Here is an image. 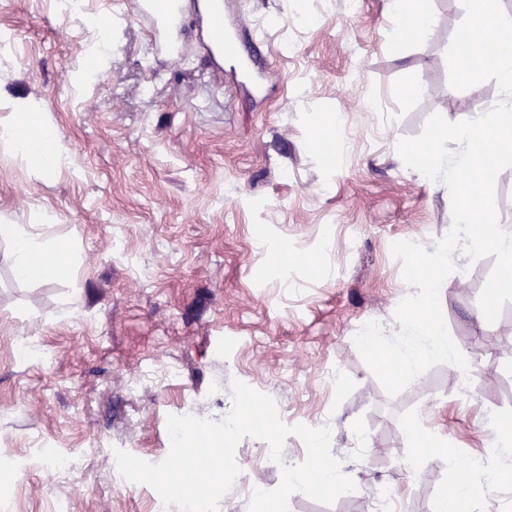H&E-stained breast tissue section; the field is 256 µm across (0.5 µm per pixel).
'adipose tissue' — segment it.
Masks as SVG:
<instances>
[{
    "instance_id": "1",
    "label": "adipose tissue",
    "mask_w": 512,
    "mask_h": 512,
    "mask_svg": "<svg viewBox=\"0 0 512 512\" xmlns=\"http://www.w3.org/2000/svg\"><path fill=\"white\" fill-rule=\"evenodd\" d=\"M39 129L36 113L21 114L16 125L11 128V141L15 149L36 167H60L66 161L62 145L46 147L39 138ZM0 232L11 239L13 270L17 278L31 280L67 268L71 259V247L66 239L36 240L22 224L1 225Z\"/></svg>"
}]
</instances>
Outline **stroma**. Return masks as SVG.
<instances>
[{"mask_svg": "<svg viewBox=\"0 0 512 512\" xmlns=\"http://www.w3.org/2000/svg\"><path fill=\"white\" fill-rule=\"evenodd\" d=\"M184 3L171 60L125 0L68 16L51 0H0V123L38 113L68 156L37 168L0 142V225L73 247L63 273L20 280L0 235V512H154L153 488L115 474L114 448L161 462L168 415L190 402L221 420L236 379L271 396L284 423L329 427L356 484L329 506L293 493L289 512H374L383 492L399 512H438L449 460L475 457L476 512H512V479L489 478L494 420L512 411V302L492 324L478 303L494 257L454 253L440 290L468 370L434 366L391 397L354 344L370 321L400 329L412 288L392 243L430 250L452 227L447 186L407 168L398 142L499 97L493 80L449 83L461 0H434L436 22L413 42L388 0L355 13L347 0H223L227 25L260 42L264 83L239 57L216 61ZM407 84L421 94L401 96ZM325 130L345 142L332 163L315 147ZM25 343L42 358H19ZM415 425L444 446L418 468ZM61 453L78 472L56 470ZM235 457L219 512H249L250 490L278 487L306 448L288 436L277 464L246 437Z\"/></svg>", "mask_w": 512, "mask_h": 512, "instance_id": "35a3bbf8", "label": "stroma"}]
</instances>
